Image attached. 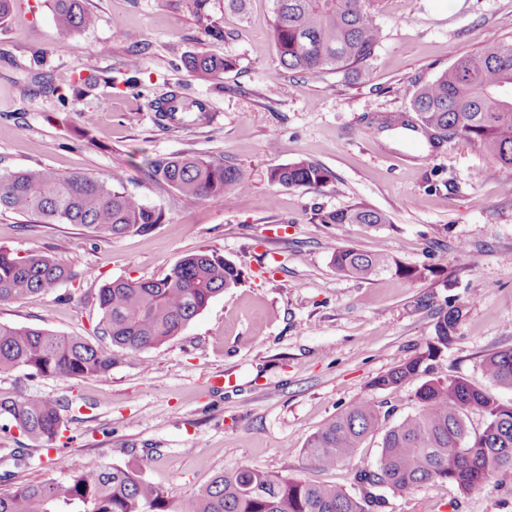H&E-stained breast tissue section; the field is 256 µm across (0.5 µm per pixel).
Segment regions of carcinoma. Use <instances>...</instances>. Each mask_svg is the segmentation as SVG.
Returning <instances> with one entry per match:
<instances>
[{
    "instance_id": "cac0c4a2",
    "label": "carcinoma",
    "mask_w": 512,
    "mask_h": 512,
    "mask_svg": "<svg viewBox=\"0 0 512 512\" xmlns=\"http://www.w3.org/2000/svg\"><path fill=\"white\" fill-rule=\"evenodd\" d=\"M371 0H273L272 39L287 71L344 72L358 75L374 54L382 30L369 13ZM56 24L64 33L88 29L96 18L83 0H53ZM185 67L221 82L232 59L212 52L190 54ZM98 76L58 78L49 91L64 102L94 86ZM158 119L187 126L208 111L199 99L169 90L151 102ZM418 122L406 116L383 117L403 129L459 144L478 145L494 162L512 170V44L486 42L476 54L456 60L434 80L419 86L411 100ZM147 176L189 199L224 201L246 189L239 170L224 161L195 154L147 158ZM277 186L319 188L331 179L325 168L298 158L270 170ZM0 211L39 219L43 224H80L96 237H118L161 223L162 213L129 192L121 173L106 177L46 168L0 171ZM323 224H387L389 218L366 205L328 213ZM336 275L370 279L393 273L413 280L423 271L384 254L341 248L333 256ZM242 277L233 264L210 251L177 260L161 278L115 279L99 289V332L112 346L131 354L157 348L179 335L217 295L236 287ZM72 278L56 257L25 256L0 249V302L30 300L55 291ZM462 316L452 307L438 314L433 341L374 382L396 391L419 379L417 410L391 426L370 399L356 402L325 422L306 442L314 467L326 471L353 458L367 440L380 438L374 468L356 470L362 486L356 499L329 484L241 466L226 470L199 493L172 502L142 469L88 462L62 479L24 484L0 492V512H367L381 504L375 489L407 494L418 485L442 481L469 492L486 485L495 473L512 469V406L504 405L469 381L453 375L428 376L429 362L451 346ZM112 370V350L79 336L0 323V373L86 379ZM485 377L512 389V347L483 361ZM483 420L471 431L469 415ZM7 419L37 447H57L65 418L61 405L38 397L0 399Z\"/></svg>"
}]
</instances>
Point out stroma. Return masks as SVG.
I'll use <instances>...</instances> for the list:
<instances>
[{"label":"stroma","mask_w":512,"mask_h":512,"mask_svg":"<svg viewBox=\"0 0 512 512\" xmlns=\"http://www.w3.org/2000/svg\"><path fill=\"white\" fill-rule=\"evenodd\" d=\"M96 17L65 34L52 0H14L0 24V170L48 168L124 175L127 189L162 212L147 231L105 239L78 224H42L0 213V248L61 259L71 280L34 300L0 303V322L80 336L98 331L99 288L121 278L157 279L183 255L210 250L242 273L167 344L132 356L112 350L109 374L88 379L0 374V398L35 395L68 403L61 446L44 450L0 418V473L9 485L62 479L79 460L140 464L173 501L224 470L257 466L327 482L361 497L354 470L374 466L376 441L328 471L314 469L307 438L361 399L396 422L417 407L416 383L398 392L377 378L426 349L438 312L463 308L456 340L434 363L512 404L482 363L512 347V172L478 147H430L380 116L407 113L418 85L484 41L512 43V0H374L383 30L365 72H284L271 37L272 0L243 12L209 0L211 39L193 0H84ZM52 47L42 63L35 52ZM141 51L136 85L124 63ZM213 51L233 59L223 84L188 72L183 59ZM113 77L60 101L41 85L60 73ZM205 99L209 120L165 129L150 102L171 87ZM192 152L225 159L247 183L223 201L192 200L149 179L146 157ZM304 158L326 168L325 187H281L270 169ZM363 203L385 224H324L321 215ZM384 253L426 268L409 281L337 277L335 249ZM29 449L25 463L10 452ZM369 512H512V470L463 493L441 482L406 495L385 491Z\"/></svg>","instance_id":"35a3bbf8"}]
</instances>
